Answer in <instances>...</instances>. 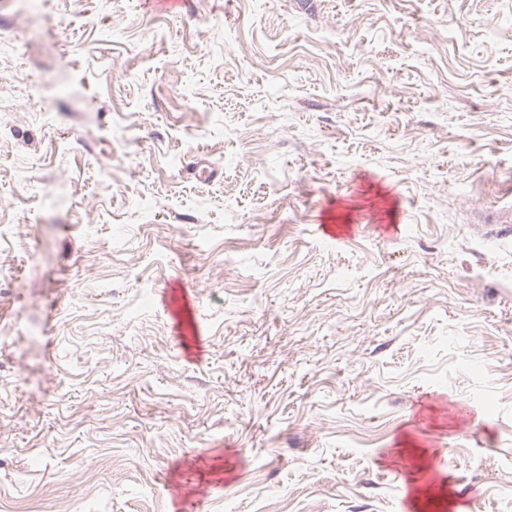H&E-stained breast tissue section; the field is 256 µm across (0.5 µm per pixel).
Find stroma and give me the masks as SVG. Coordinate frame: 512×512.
Here are the masks:
<instances>
[{
	"label": "stroma",
	"mask_w": 512,
	"mask_h": 512,
	"mask_svg": "<svg viewBox=\"0 0 512 512\" xmlns=\"http://www.w3.org/2000/svg\"><path fill=\"white\" fill-rule=\"evenodd\" d=\"M511 205L512 0H0V512H512Z\"/></svg>",
	"instance_id": "obj_1"
}]
</instances>
